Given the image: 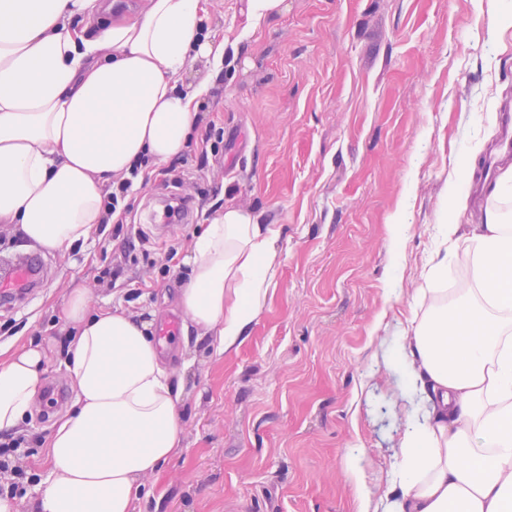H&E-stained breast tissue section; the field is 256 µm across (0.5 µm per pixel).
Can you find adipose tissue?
I'll return each instance as SVG.
<instances>
[{
    "instance_id": "ef3b65f1",
    "label": "adipose tissue",
    "mask_w": 512,
    "mask_h": 512,
    "mask_svg": "<svg viewBox=\"0 0 512 512\" xmlns=\"http://www.w3.org/2000/svg\"><path fill=\"white\" fill-rule=\"evenodd\" d=\"M205 15V0H145L130 15L104 0H0L1 224L57 252L118 221L105 187L180 154L198 122L210 83H184L187 65H224ZM280 237L233 205L195 236L178 304L216 353L263 310ZM467 247L473 287L432 304L395 355L426 410L402 432L383 512H512V225L487 209ZM88 306L77 288L62 310L77 398L43 449L33 512H132L141 477L181 450V390L150 322ZM45 361L38 345L0 349V433L32 412Z\"/></svg>"
}]
</instances>
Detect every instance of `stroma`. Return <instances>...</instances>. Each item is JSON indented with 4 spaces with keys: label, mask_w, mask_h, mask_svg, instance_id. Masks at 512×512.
I'll return each mask as SVG.
<instances>
[{
    "label": "stroma",
    "mask_w": 512,
    "mask_h": 512,
    "mask_svg": "<svg viewBox=\"0 0 512 512\" xmlns=\"http://www.w3.org/2000/svg\"><path fill=\"white\" fill-rule=\"evenodd\" d=\"M286 4L251 31L242 0H208L203 26L229 42L200 107L224 131L218 153L203 165L183 151L177 184L153 165L122 232L46 255L42 292L0 310V346L42 345L41 384L73 398L61 318L72 289H85L90 310L157 325L181 315L184 258L226 204L281 226L275 283L243 344L217 356L192 329L164 353L182 386V451L143 478L135 512H358V484L383 491L412 414L391 355L431 303L439 224L460 234L447 246L449 296L473 284L464 238L484 214L472 190L498 140L486 115L512 108V27L491 18L512 0ZM148 196L190 199L198 212L161 239L141 222ZM399 211L409 227L395 274L387 224ZM64 414L41 399L23 422L29 453L13 512H31L40 452Z\"/></svg>",
    "instance_id": "stroma-1"
}]
</instances>
